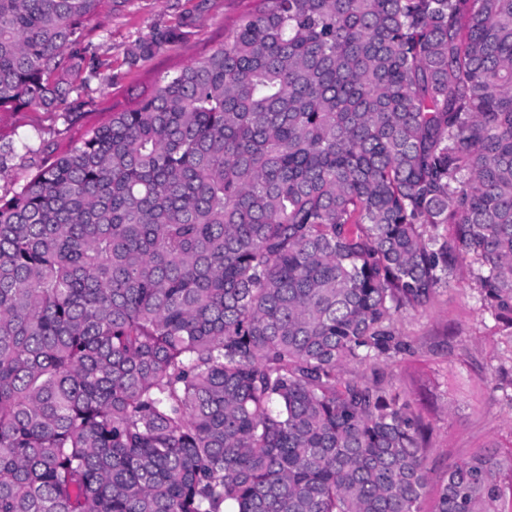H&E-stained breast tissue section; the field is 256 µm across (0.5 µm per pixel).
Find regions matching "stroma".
I'll return each instance as SVG.
<instances>
[{"label":"stroma","mask_w":512,"mask_h":512,"mask_svg":"<svg viewBox=\"0 0 512 512\" xmlns=\"http://www.w3.org/2000/svg\"><path fill=\"white\" fill-rule=\"evenodd\" d=\"M257 0H123L112 16L92 20L89 41L108 67L81 93L84 105L75 120L59 113L23 108L0 118V144L13 146L8 175L0 177V196H12L48 155L78 143L107 124L110 105L131 104L161 76L219 47L240 14ZM194 25L183 42L167 52L129 65L137 40L156 28L178 25L184 15ZM399 328L411 350L394 369V384L414 398L431 427L427 466L439 479L448 465L474 450L512 446V399L501 389L512 379V342L484 313L468 277L441 290L422 312L404 315Z\"/></svg>","instance_id":"stroma-1"}]
</instances>
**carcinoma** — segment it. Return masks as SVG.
<instances>
[{
	"label": "carcinoma",
	"mask_w": 512,
	"mask_h": 512,
	"mask_svg": "<svg viewBox=\"0 0 512 512\" xmlns=\"http://www.w3.org/2000/svg\"><path fill=\"white\" fill-rule=\"evenodd\" d=\"M117 3L0 0V115ZM259 3L0 196V512H421L397 322L466 265L512 343V0ZM433 512H512V448Z\"/></svg>",
	"instance_id": "obj_1"
}]
</instances>
